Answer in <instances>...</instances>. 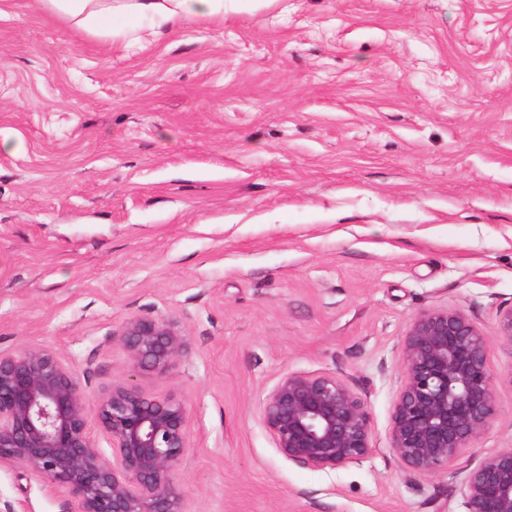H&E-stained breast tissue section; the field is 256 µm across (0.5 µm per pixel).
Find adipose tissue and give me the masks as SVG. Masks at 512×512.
Segmentation results:
<instances>
[{"label": "adipose tissue", "instance_id": "1", "mask_svg": "<svg viewBox=\"0 0 512 512\" xmlns=\"http://www.w3.org/2000/svg\"><path fill=\"white\" fill-rule=\"evenodd\" d=\"M76 28L113 37L128 27L172 28L201 18L223 17L224 0H37Z\"/></svg>", "mask_w": 512, "mask_h": 512}]
</instances>
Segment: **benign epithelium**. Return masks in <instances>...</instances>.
Wrapping results in <instances>:
<instances>
[{"mask_svg":"<svg viewBox=\"0 0 512 512\" xmlns=\"http://www.w3.org/2000/svg\"><path fill=\"white\" fill-rule=\"evenodd\" d=\"M512 350V307L497 315ZM120 339L135 371L172 373L188 344L174 321L132 319ZM488 341L460 310L420 313L403 342L404 381L389 445L408 469L435 475L473 447L497 414ZM288 459L317 469L356 463L372 449L367 405L333 374L289 373L259 402ZM98 428L112 448L104 454ZM188 448L187 410L117 384L90 419L79 374L48 347L0 354V464H20L61 487L67 512H183L177 469ZM465 512H512V448L470 469Z\"/></svg>","mask_w":512,"mask_h":512,"instance_id":"7a95c632","label":"benign epithelium"}]
</instances>
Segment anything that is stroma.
Segmentation results:
<instances>
[{"label":"stroma","instance_id":"35a3bbf8","mask_svg":"<svg viewBox=\"0 0 512 512\" xmlns=\"http://www.w3.org/2000/svg\"><path fill=\"white\" fill-rule=\"evenodd\" d=\"M512 0H274L140 43L0 0V353L49 347L89 405L181 401L184 512H464L512 446ZM456 309L489 338L496 419L448 471L389 447L408 328ZM188 353L135 372L126 321ZM366 402L372 451L284 456L259 400L288 373ZM66 512L0 465V506Z\"/></svg>","mask_w":512,"mask_h":512}]
</instances>
